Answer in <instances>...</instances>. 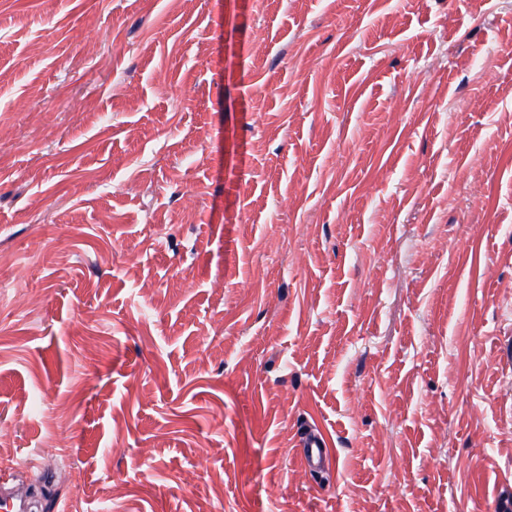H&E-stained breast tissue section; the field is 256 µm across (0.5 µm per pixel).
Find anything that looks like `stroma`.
<instances>
[{
	"instance_id": "obj_1",
	"label": "stroma",
	"mask_w": 512,
	"mask_h": 512,
	"mask_svg": "<svg viewBox=\"0 0 512 512\" xmlns=\"http://www.w3.org/2000/svg\"><path fill=\"white\" fill-rule=\"evenodd\" d=\"M0 281L44 512H494L512 0H0ZM298 443L301 448V460L306 472L311 476L321 473L327 465L326 438L322 431L309 424H305L297 433Z\"/></svg>"
}]
</instances>
